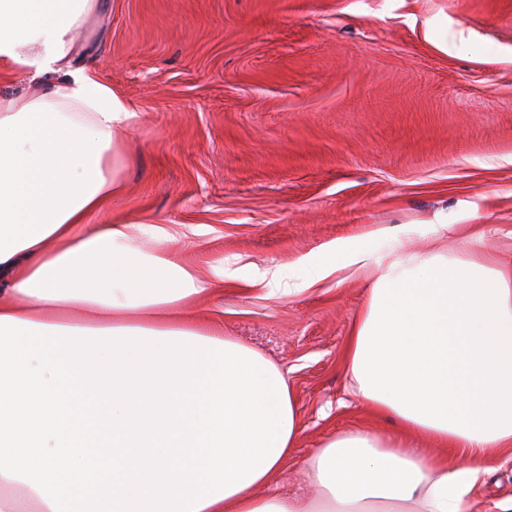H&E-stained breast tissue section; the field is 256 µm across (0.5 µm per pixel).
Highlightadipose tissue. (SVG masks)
Returning a JSON list of instances; mask_svg holds the SVG:
<instances>
[{
	"label": "adipose tissue",
	"mask_w": 512,
	"mask_h": 512,
	"mask_svg": "<svg viewBox=\"0 0 512 512\" xmlns=\"http://www.w3.org/2000/svg\"><path fill=\"white\" fill-rule=\"evenodd\" d=\"M94 2L0 0V70L28 81L0 95V512H475L512 447V273L401 255L353 326L361 399L463 466L344 433L318 498L259 495L300 432L285 375L201 326L200 273L92 221L133 117L76 56Z\"/></svg>",
	"instance_id": "1"
}]
</instances>
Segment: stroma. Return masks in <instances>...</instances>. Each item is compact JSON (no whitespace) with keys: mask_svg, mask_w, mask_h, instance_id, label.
I'll return each mask as SVG.
<instances>
[{"mask_svg":"<svg viewBox=\"0 0 512 512\" xmlns=\"http://www.w3.org/2000/svg\"><path fill=\"white\" fill-rule=\"evenodd\" d=\"M75 45L135 113L96 222L208 271L201 317L288 378L300 433L277 490L314 496L325 442L402 430L346 371L379 262L512 267V0H99ZM336 245L367 268L320 275ZM490 454L483 508L512 496V454Z\"/></svg>","mask_w":512,"mask_h":512,"instance_id":"obj_1","label":"stroma"}]
</instances>
